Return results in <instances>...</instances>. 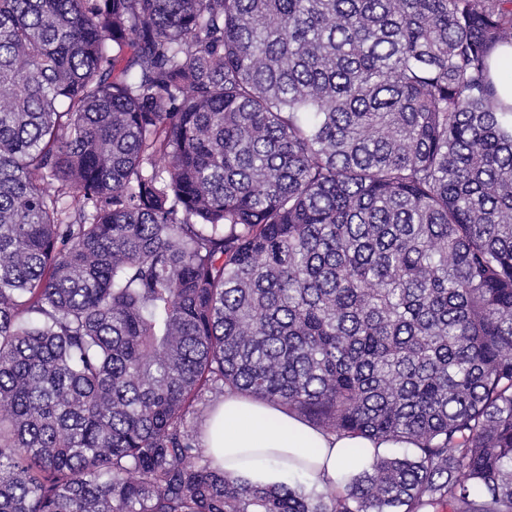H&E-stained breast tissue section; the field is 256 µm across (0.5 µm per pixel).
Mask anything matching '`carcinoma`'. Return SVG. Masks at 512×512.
<instances>
[{
    "instance_id": "carcinoma-1",
    "label": "carcinoma",
    "mask_w": 512,
    "mask_h": 512,
    "mask_svg": "<svg viewBox=\"0 0 512 512\" xmlns=\"http://www.w3.org/2000/svg\"><path fill=\"white\" fill-rule=\"evenodd\" d=\"M512 0H0V512H512ZM238 393L414 445L253 487ZM506 70H510V77L504 75ZM492 72L500 95L512 104V48L501 47L495 51Z\"/></svg>"
}]
</instances>
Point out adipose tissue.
Returning <instances> with one entry per match:
<instances>
[{
    "instance_id": "1",
    "label": "adipose tissue",
    "mask_w": 512,
    "mask_h": 512,
    "mask_svg": "<svg viewBox=\"0 0 512 512\" xmlns=\"http://www.w3.org/2000/svg\"><path fill=\"white\" fill-rule=\"evenodd\" d=\"M203 446L225 472L249 485L274 486L295 474L321 493L367 468L379 443L332 435L273 403L228 395L207 423ZM353 448L364 449V456H350Z\"/></svg>"
}]
</instances>
